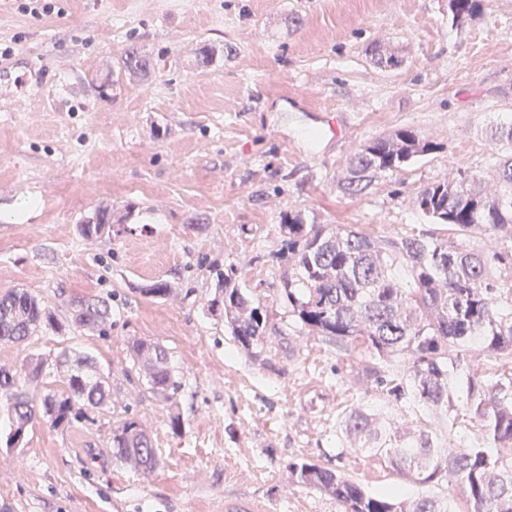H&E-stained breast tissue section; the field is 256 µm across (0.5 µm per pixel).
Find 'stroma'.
Instances as JSON below:
<instances>
[{
	"mask_svg": "<svg viewBox=\"0 0 512 512\" xmlns=\"http://www.w3.org/2000/svg\"><path fill=\"white\" fill-rule=\"evenodd\" d=\"M52 4L35 17L0 0V46L28 74L21 88L0 85V289H27L62 315L72 298L108 297L113 324L105 337L0 341V366L84 350L108 376L112 402L65 429L35 422L15 453L3 449L0 404V512H225L240 499L265 512H338L335 499L292 480L302 461L374 492L460 500L445 481H412L338 441L341 412L381 395L359 377V351L307 335L289 315L279 224L298 211L310 224L444 233L413 198L463 168L492 177L498 154L484 130L512 122V0H483L461 28L448 0ZM131 42L155 70L100 97L89 74ZM203 44L215 50L204 71L194 65ZM378 45L402 66H377ZM329 112L340 134L326 128ZM401 128L439 150L347 196L346 160ZM101 204L122 230L82 239L79 219ZM193 215L199 228L187 225ZM230 265L276 328L254 354L237 346L217 304L215 272ZM157 279L172 283V297L135 293ZM140 340L166 348L181 381L174 401L152 397L133 371ZM129 417L160 457L152 474L109 456L113 428ZM89 447L100 452L92 465Z\"/></svg>",
	"mask_w": 512,
	"mask_h": 512,
	"instance_id": "obj_1",
	"label": "stroma"
}]
</instances>
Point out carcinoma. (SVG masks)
Segmentation results:
<instances>
[{"label": "carcinoma", "mask_w": 512, "mask_h": 512, "mask_svg": "<svg viewBox=\"0 0 512 512\" xmlns=\"http://www.w3.org/2000/svg\"><path fill=\"white\" fill-rule=\"evenodd\" d=\"M481 2L448 0L452 24L461 27L475 17ZM375 62L402 65L396 53L382 47ZM154 67L151 56L131 43L104 80L94 73L91 81H100L101 89L117 87L123 77L146 76ZM486 137L501 150L493 191L485 189L481 175L464 170L416 193L415 207L448 227L444 237L426 231L378 235L341 224H307L299 213L283 216L281 244L291 266L283 279L289 313L307 334L367 354L366 380L416 417L415 425L402 429L378 406L359 404L340 419L341 433L416 481L443 479L464 494L459 507L447 499H401L370 492L315 463L293 464L297 483L333 497L342 512H512V377L483 379L465 363L473 351L512 359V123L490 126ZM439 149L410 129L370 139L347 162L342 189L358 196L374 180ZM112 228L107 206L77 225L85 240L109 241ZM474 231L494 238L496 246H471ZM217 287L235 342L249 353L264 347L272 335L269 317L253 291L241 286L234 266L217 273ZM138 292L166 299L174 288L158 279ZM70 327L108 335L111 300L79 298L60 317L24 288L0 290L1 341L21 344ZM131 352L149 392L172 400L180 382L166 349L138 341ZM400 358L409 359V366L395 367ZM53 374L64 375V388L49 384ZM0 401L10 421L5 445L16 448L38 415L60 428L104 409L112 403V383L91 353L67 347L51 358L34 354L19 370L0 366ZM430 416L441 421L440 432L427 429ZM464 428L472 435L462 434ZM447 446L452 450L445 451ZM108 448L113 462L145 474L159 466L150 435L132 417L112 429Z\"/></svg>", "instance_id": "cac0c4a2"}]
</instances>
